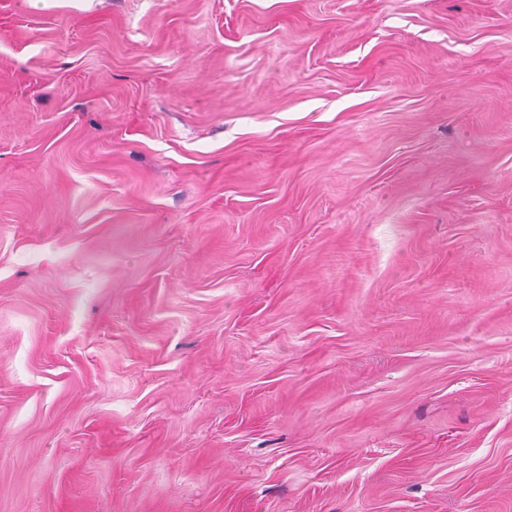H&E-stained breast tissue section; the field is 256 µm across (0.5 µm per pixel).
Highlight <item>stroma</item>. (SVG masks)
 I'll list each match as a JSON object with an SVG mask.
<instances>
[{
  "mask_svg": "<svg viewBox=\"0 0 512 512\" xmlns=\"http://www.w3.org/2000/svg\"><path fill=\"white\" fill-rule=\"evenodd\" d=\"M0 512H512V0H0Z\"/></svg>",
  "mask_w": 512,
  "mask_h": 512,
  "instance_id": "35a3bbf8",
  "label": "stroma"
}]
</instances>
